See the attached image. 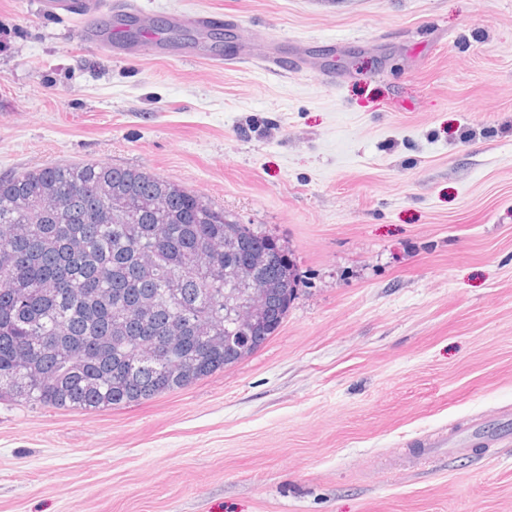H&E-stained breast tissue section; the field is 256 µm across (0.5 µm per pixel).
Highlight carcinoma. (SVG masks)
I'll list each match as a JSON object with an SVG mask.
<instances>
[{
    "label": "carcinoma",
    "instance_id": "cac0c4a2",
    "mask_svg": "<svg viewBox=\"0 0 512 512\" xmlns=\"http://www.w3.org/2000/svg\"><path fill=\"white\" fill-rule=\"evenodd\" d=\"M133 208L112 213V197ZM254 283L237 335L224 292ZM288 249L181 185L96 162L0 179V399L99 410L183 389L265 344L295 299Z\"/></svg>",
    "mask_w": 512,
    "mask_h": 512
}]
</instances>
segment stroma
Here are the masks:
<instances>
[{"instance_id":"stroma-1","label":"stroma","mask_w":512,"mask_h":512,"mask_svg":"<svg viewBox=\"0 0 512 512\" xmlns=\"http://www.w3.org/2000/svg\"><path fill=\"white\" fill-rule=\"evenodd\" d=\"M0 0V178L140 169L288 247L254 354L97 411L0 401V512H512V0H137L224 21L112 55ZM285 70L235 59L243 32ZM503 437L427 449L474 425Z\"/></svg>"}]
</instances>
